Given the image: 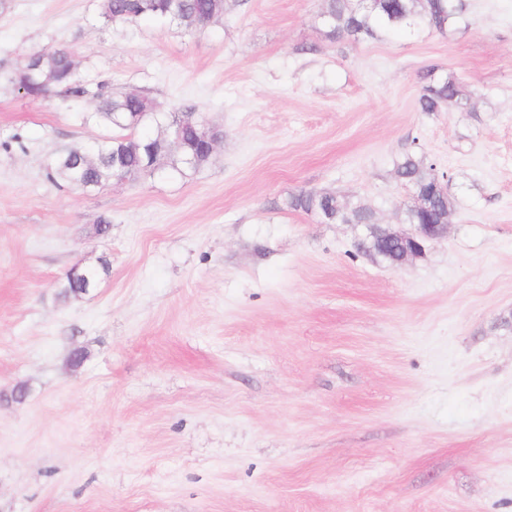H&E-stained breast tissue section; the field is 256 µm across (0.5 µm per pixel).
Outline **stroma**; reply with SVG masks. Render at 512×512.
Returning a JSON list of instances; mask_svg holds the SVG:
<instances>
[{
	"mask_svg": "<svg viewBox=\"0 0 512 512\" xmlns=\"http://www.w3.org/2000/svg\"><path fill=\"white\" fill-rule=\"evenodd\" d=\"M321 8L228 0L187 31L0 0V512H512V0L361 43L327 39ZM51 44L82 83L222 130L209 165L49 179L112 134L92 98L17 92ZM431 68L470 111H418ZM414 145L455 208L400 266L359 249L363 225L286 206L333 192L399 229ZM100 269L104 272L107 269V263L100 264V267H87L84 270H81L77 274L74 275V278H71L69 275L67 276V282L63 287V290L61 291V295L64 298H67L71 295L78 296L81 294L86 293L87 291L85 288H89L88 285L85 286V288H80L78 286V282L81 279V274H86L92 279V282L96 284L98 276L100 275Z\"/></svg>",
	"mask_w": 512,
	"mask_h": 512,
	"instance_id": "1",
	"label": "stroma"
}]
</instances>
